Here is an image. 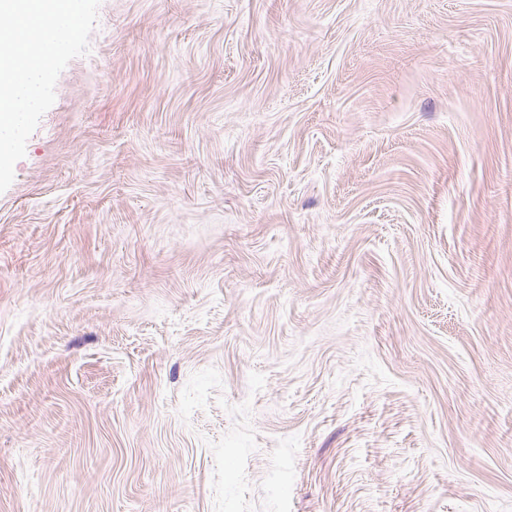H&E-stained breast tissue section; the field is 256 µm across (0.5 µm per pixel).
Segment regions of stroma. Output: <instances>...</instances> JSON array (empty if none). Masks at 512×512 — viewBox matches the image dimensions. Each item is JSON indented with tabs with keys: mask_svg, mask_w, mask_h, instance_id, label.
Masks as SVG:
<instances>
[{
	"mask_svg": "<svg viewBox=\"0 0 512 512\" xmlns=\"http://www.w3.org/2000/svg\"><path fill=\"white\" fill-rule=\"evenodd\" d=\"M0 193V512H512V0H101Z\"/></svg>",
	"mask_w": 512,
	"mask_h": 512,
	"instance_id": "35a3bbf8",
	"label": "stroma"
}]
</instances>
